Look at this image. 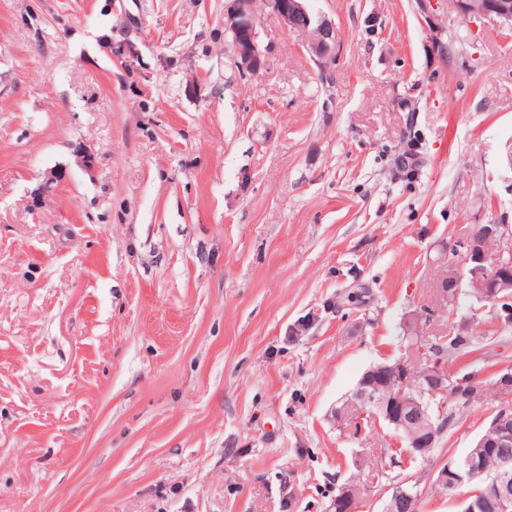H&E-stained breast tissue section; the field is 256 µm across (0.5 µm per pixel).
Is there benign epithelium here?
Here are the masks:
<instances>
[{
	"label": "benign epithelium",
	"mask_w": 512,
	"mask_h": 512,
	"mask_svg": "<svg viewBox=\"0 0 512 512\" xmlns=\"http://www.w3.org/2000/svg\"><path fill=\"white\" fill-rule=\"evenodd\" d=\"M456 13L469 19H492L512 28V0H454ZM282 29L309 34L306 50L327 75L336 58L334 23L314 14L308 0H228L224 8V29L230 34L227 49L238 72L255 75L265 66L268 45L263 20ZM496 242L495 250L485 248V240ZM441 265L446 273L439 286L453 289L471 286L485 292L487 300L512 311V224H481L458 235L448 243ZM476 319L465 317L448 326V336L459 338L475 330ZM415 355L400 356L392 361L371 366L358 382L355 391L334 410L336 420L349 424L357 435L368 427L384 425L395 436L396 447L409 457L436 447L447 429V407L451 400L472 396V380L458 378L427 354L422 342L413 345ZM426 361L425 369L416 377H408L415 359ZM396 376L398 387L388 384ZM490 390L500 401L487 430L496 440L480 436L460 459H450L437 471L435 486L457 489L477 483L478 489L468 496L464 512H512V457L501 456L498 469L484 467L491 449L512 446V368L498 371ZM422 492L407 481L389 488L383 512H418ZM332 508L337 512H359L360 503L350 487L335 497Z\"/></svg>",
	"instance_id": "1"
}]
</instances>
